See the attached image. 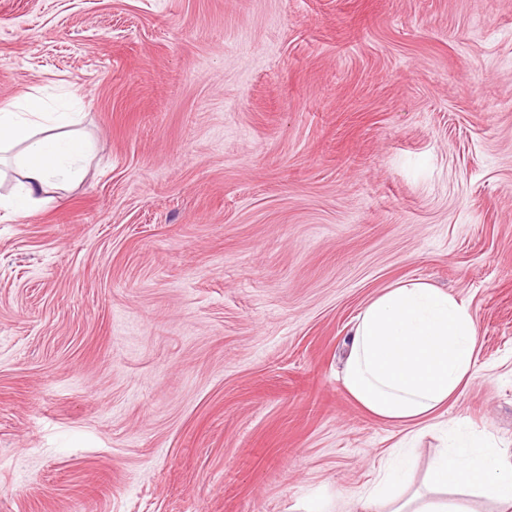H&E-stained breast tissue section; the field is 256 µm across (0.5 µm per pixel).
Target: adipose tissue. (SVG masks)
Here are the masks:
<instances>
[{"label":"adipose tissue","instance_id":"adipose-tissue-1","mask_svg":"<svg viewBox=\"0 0 512 512\" xmlns=\"http://www.w3.org/2000/svg\"><path fill=\"white\" fill-rule=\"evenodd\" d=\"M77 112H53L35 94L0 103V152L14 151L20 180L0 210L21 216L77 181L94 146L75 130ZM477 320L470 308L423 279L382 289L360 310L341 370L346 393L376 420L428 430L476 373ZM411 450L380 467L353 495L354 512H470L472 496L512 512V461L490 444L455 441L432 458L411 489Z\"/></svg>","mask_w":512,"mask_h":512}]
</instances>
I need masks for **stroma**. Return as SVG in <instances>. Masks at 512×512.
<instances>
[{
  "instance_id": "35a3bbf8",
  "label": "stroma",
  "mask_w": 512,
  "mask_h": 512,
  "mask_svg": "<svg viewBox=\"0 0 512 512\" xmlns=\"http://www.w3.org/2000/svg\"><path fill=\"white\" fill-rule=\"evenodd\" d=\"M95 146L0 219V512H347L403 429L338 370L424 279L478 320L436 432L512 454V0H0V102Z\"/></svg>"
}]
</instances>
